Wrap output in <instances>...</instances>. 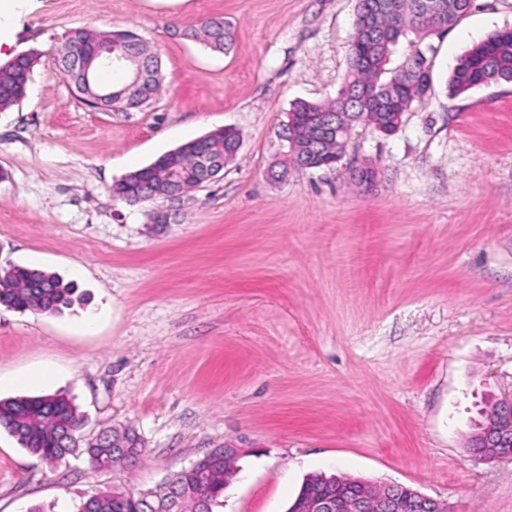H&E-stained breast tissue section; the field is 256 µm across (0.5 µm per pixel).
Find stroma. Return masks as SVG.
Segmentation results:
<instances>
[{
	"label": "stroma",
	"mask_w": 512,
	"mask_h": 512,
	"mask_svg": "<svg viewBox=\"0 0 512 512\" xmlns=\"http://www.w3.org/2000/svg\"><path fill=\"white\" fill-rule=\"evenodd\" d=\"M355 8L26 0L0 45L4 63L42 53L26 98L0 112V268L55 272L77 300L0 310V399L69 394L83 438L129 426L146 453L50 468L1 429L0 512H76L224 444L248 453L216 512H287L319 472L512 512V461L467 448L484 393L512 394V83L447 88L465 51L512 27V0H473L431 37L433 93L396 133L355 128L333 168L269 178L292 104L336 97ZM213 15L234 27L230 50L179 36ZM82 26L130 28L157 50L150 108L74 98L57 50ZM224 127L242 144L213 181L178 200L113 198L124 174ZM367 160L377 177L355 186ZM37 368L45 382L12 386Z\"/></svg>",
	"instance_id": "1"
}]
</instances>
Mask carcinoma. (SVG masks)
<instances>
[{
	"instance_id": "1",
	"label": "carcinoma",
	"mask_w": 512,
	"mask_h": 512,
	"mask_svg": "<svg viewBox=\"0 0 512 512\" xmlns=\"http://www.w3.org/2000/svg\"><path fill=\"white\" fill-rule=\"evenodd\" d=\"M473 0H357L356 20L348 50V74L336 98L313 103L298 101L289 110L288 121L279 131L286 143V157L295 169L330 168L344 153L351 131L363 125L383 134L395 133L406 113L420 105L432 92V45L426 39L453 27L471 9ZM411 32L415 41L404 62L384 80L385 66L399 38ZM186 36L202 41L214 51L229 49L233 32L221 16H211L186 30ZM105 44L115 53L127 54L123 74L142 68L148 75V91L134 95L128 91L129 78L106 87L98 80L86 82L76 73L65 75L72 94L81 104L102 112L124 111L125 102L143 111L163 85L161 60L132 31L99 32L87 27L72 28L63 45L72 46L86 56ZM41 55L32 50L24 64L13 61L0 65V111L23 100L22 74H30ZM512 82V29L504 27L474 45L457 61L448 81L451 95L472 88ZM206 156L228 163L241 146L239 132L231 127L216 129L201 137ZM201 153L187 146L171 150L148 166L124 175L112 185L113 197L136 203L168 199L183 185H193ZM75 288L55 273L20 265L0 270V304L17 311L59 312L73 302ZM84 417L73 401L62 394L18 397L0 401V427L15 437L28 452L53 467L76 452L86 455L95 470L117 464L138 462L144 446L130 429H105L106 438H95L80 446ZM120 438L128 454L112 451V439ZM219 463L200 465L190 481L200 485L193 493L169 500L152 489L145 495L128 498V492L107 491L82 501L78 512H200L199 496L209 508L224 498V448L211 449Z\"/></svg>"
}]
</instances>
